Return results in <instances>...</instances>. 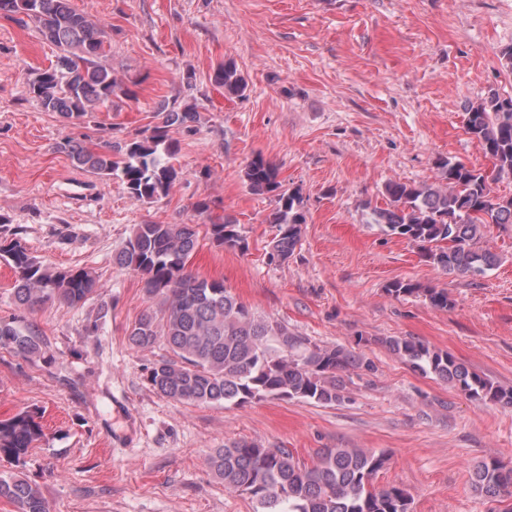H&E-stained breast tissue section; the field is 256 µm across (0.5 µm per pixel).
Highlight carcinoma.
<instances>
[{
  "label": "carcinoma",
  "instance_id": "1",
  "mask_svg": "<svg viewBox=\"0 0 512 512\" xmlns=\"http://www.w3.org/2000/svg\"><path fill=\"white\" fill-rule=\"evenodd\" d=\"M0 17L38 25L60 53L34 73L29 92L42 108L67 121H78L112 102L119 83L112 68L100 62L107 32L77 12L71 0H0ZM210 81L224 97H241L245 77L228 60L218 64ZM154 125L124 143L107 142L96 151L74 141L59 149L81 168L125 184L130 197L150 201L169 194L180 169L173 160L179 141L172 131H193L197 105L179 111L163 104ZM466 132L492 160L490 170L440 157L436 184L390 181L382 207L364 203L373 223L426 249L437 269L451 275L480 276L493 270L497 256L481 246L487 228L512 224V196H497L492 184L512 175V96L492 92L466 112ZM255 194L274 197L269 223L277 233L269 258L285 261L300 241L303 198L283 189L279 169L262 154L244 170ZM209 238L229 249L246 248L240 224L226 216L207 225ZM199 245L197 224H137L116 252L115 262L139 272L149 305L128 330L139 349L164 342L171 355L148 369L147 380L163 397L192 405H243L266 399H303L319 405L345 400L347 381L375 371L372 360L342 346H321L277 321L259 319L224 281L188 269ZM0 257L13 269V297L18 309L32 313L49 302L78 306L99 291L97 276L86 269L59 270L43 265L15 238L0 243ZM393 296H424L439 309L451 306L448 292L394 281ZM391 352L413 368L451 384L467 399L512 407V388H504L471 370L447 351L414 337L387 338ZM0 347L24 359L42 350L38 328L23 315L0 319ZM44 436L41 415L22 411L0 420V459L18 468L0 476V498L17 512H49L37 484L21 471L28 449ZM389 463L388 453L369 448H320L311 462L291 448L238 439L209 457L224 488L259 505V512H411V498L399 486L378 488L373 481ZM471 488L479 496L501 501L512 496V466L491 457L477 462Z\"/></svg>",
  "mask_w": 512,
  "mask_h": 512
}]
</instances>
